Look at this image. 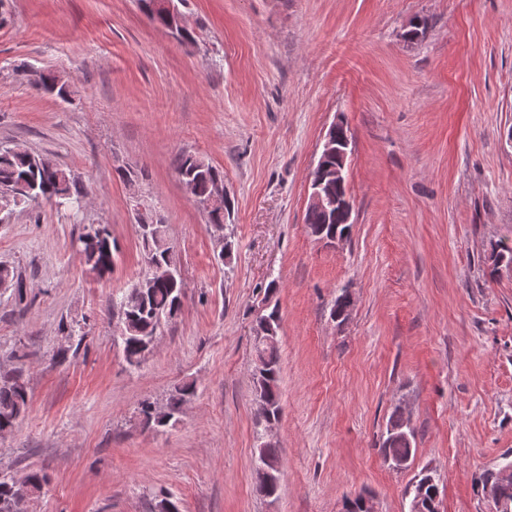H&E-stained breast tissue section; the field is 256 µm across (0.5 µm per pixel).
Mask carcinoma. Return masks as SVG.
<instances>
[{"instance_id":"obj_1","label":"carcinoma","mask_w":512,"mask_h":512,"mask_svg":"<svg viewBox=\"0 0 512 512\" xmlns=\"http://www.w3.org/2000/svg\"><path fill=\"white\" fill-rule=\"evenodd\" d=\"M141 11L147 19L159 28L167 24L165 13L155 8V0H140ZM32 87L40 96L48 95L61 101L69 100L71 88L57 81L54 74L41 72L33 78ZM43 156L20 145L0 148V223H4L13 213L14 208L30 202L46 201L62 209L77 213L81 210L80 202L84 198L78 182L70 171L55 166L46 168L42 165ZM176 172L181 181L192 188L191 195L198 203L207 200L216 182L224 181V171L204 158L194 154H181L176 159ZM25 182L33 188L29 197L17 198L14 189L19 182ZM232 204L224 198L219 204L206 211L207 228L215 234L224 229L226 219L230 218ZM305 224L310 234L320 241L331 242L336 233L351 232L352 225L343 223L337 208H307ZM108 228L106 224H85L78 237L80 254L88 271L102 278L112 272L116 245L112 234L100 237V229ZM142 243L141 269L136 279L125 290L112 295V307L118 310L119 323L125 331L121 337L122 353L126 364L131 368L141 365L148 352V343L153 340L162 325L178 317L182 310L185 295L183 276L173 279H157L147 287H140L156 265H180L175 246L168 238L167 225L162 221L139 233ZM492 268L489 275L498 272L502 263H512V246L501 241L491 244ZM16 291L18 300H23V288L14 267L0 263V285ZM278 306H273L255 318L252 329L271 328L280 330ZM280 354L276 348H263L254 344L251 377L256 402V439L260 445L255 448L256 464L268 458L281 462L279 449L273 444H261L263 418L268 413L277 414L282 409V390L280 385ZM196 393V384L186 380L175 387L163 408L164 415L153 411L154 402L145 400L140 405L139 414L146 419L154 417L160 426L174 425L180 415L182 406L191 401ZM28 409V391L22 379V370L17 368L12 373L0 377V430H17ZM379 452L392 468L402 463L409 465L416 452L415 431L409 417L399 405L393 407L381 436ZM420 481L409 491L410 496L419 495L423 501L424 512H440V491L435 477L428 471L418 474ZM493 480L498 498L512 506V480L505 483L492 477V472L481 474L477 482L483 486Z\"/></svg>"}]
</instances>
